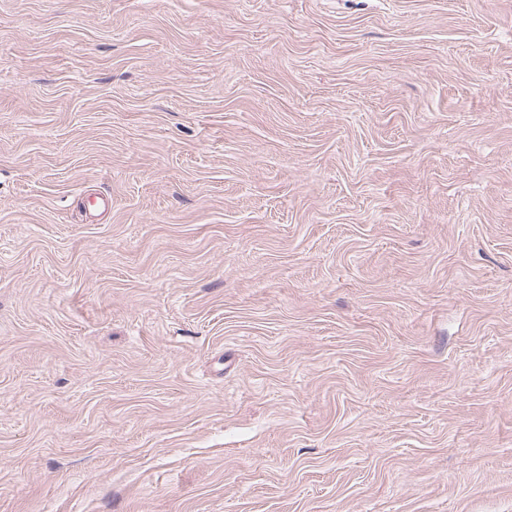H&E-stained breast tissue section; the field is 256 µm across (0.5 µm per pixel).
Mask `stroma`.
Returning <instances> with one entry per match:
<instances>
[{"instance_id":"1","label":"stroma","mask_w":512,"mask_h":512,"mask_svg":"<svg viewBox=\"0 0 512 512\" xmlns=\"http://www.w3.org/2000/svg\"><path fill=\"white\" fill-rule=\"evenodd\" d=\"M0 512H512V0H0Z\"/></svg>"}]
</instances>
